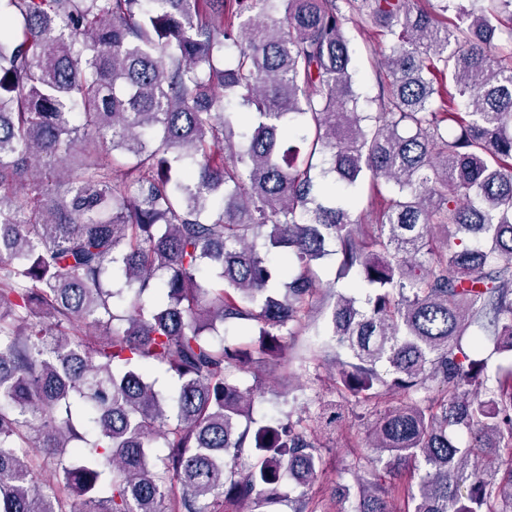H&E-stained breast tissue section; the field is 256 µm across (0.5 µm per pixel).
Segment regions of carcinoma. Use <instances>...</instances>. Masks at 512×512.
<instances>
[{"label":"carcinoma","instance_id":"1","mask_svg":"<svg viewBox=\"0 0 512 512\" xmlns=\"http://www.w3.org/2000/svg\"><path fill=\"white\" fill-rule=\"evenodd\" d=\"M4 2L0 512H277L314 485L344 409L260 422L239 374L330 255L367 290L328 347L375 450L336 512H512V458L486 467L512 448V0L450 26L455 0ZM365 179L389 197L362 218L339 190ZM378 30L374 21L367 16L357 18L347 28L357 60L356 89L363 98L375 97L379 93L374 53L383 49L385 40L378 34Z\"/></svg>","mask_w":512,"mask_h":512}]
</instances>
